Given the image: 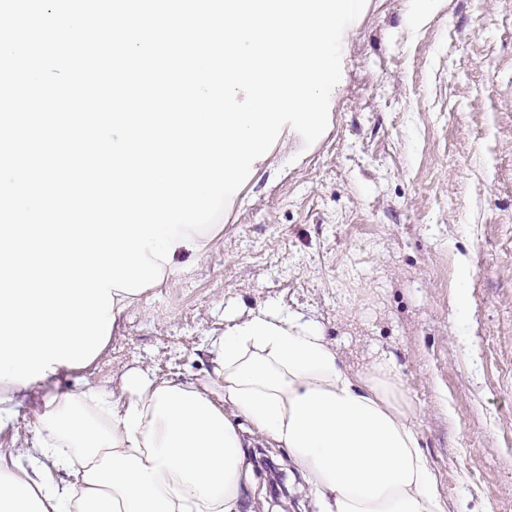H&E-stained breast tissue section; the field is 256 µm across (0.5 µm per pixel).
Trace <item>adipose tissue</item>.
I'll list each match as a JSON object with an SVG mask.
<instances>
[{"label": "adipose tissue", "instance_id": "obj_1", "mask_svg": "<svg viewBox=\"0 0 512 512\" xmlns=\"http://www.w3.org/2000/svg\"><path fill=\"white\" fill-rule=\"evenodd\" d=\"M209 353L202 385L134 371L118 398H47L32 446L0 450V512H240L245 421L319 512H448L393 356L352 372L319 325L266 309L228 318Z\"/></svg>", "mask_w": 512, "mask_h": 512}]
</instances>
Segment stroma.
I'll list each match as a JSON object with an SVG mask.
<instances>
[{
    "instance_id": "1",
    "label": "stroma",
    "mask_w": 512,
    "mask_h": 512,
    "mask_svg": "<svg viewBox=\"0 0 512 512\" xmlns=\"http://www.w3.org/2000/svg\"><path fill=\"white\" fill-rule=\"evenodd\" d=\"M412 0H366L342 58L328 135L299 164L274 150L225 210L201 258L149 290L101 355L33 386L0 448L36 435L44 400L120 393L129 372L199 382L208 336L269 308L318 323L346 365L393 353L417 405L448 512H512V0H441L413 27ZM241 512H273L271 458L247 435Z\"/></svg>"
}]
</instances>
